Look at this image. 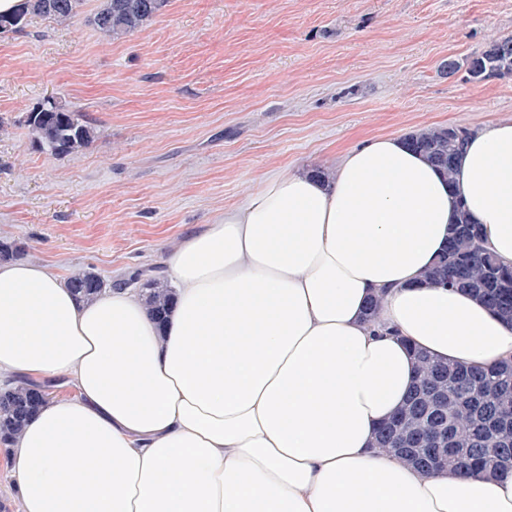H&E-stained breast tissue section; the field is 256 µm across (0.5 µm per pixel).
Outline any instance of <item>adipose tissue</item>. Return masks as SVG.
I'll return each instance as SVG.
<instances>
[{"instance_id": "1", "label": "adipose tissue", "mask_w": 512, "mask_h": 512, "mask_svg": "<svg viewBox=\"0 0 512 512\" xmlns=\"http://www.w3.org/2000/svg\"><path fill=\"white\" fill-rule=\"evenodd\" d=\"M463 211L512 268V119L471 133L452 183L400 135L326 179L263 178L169 253L162 322L132 289L86 301L45 264H0V379L75 387L11 443L18 512H512V471L375 446L414 350L512 358L511 326L423 280Z\"/></svg>"}]
</instances>
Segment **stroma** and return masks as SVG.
<instances>
[{
  "instance_id": "obj_1",
  "label": "stroma",
  "mask_w": 512,
  "mask_h": 512,
  "mask_svg": "<svg viewBox=\"0 0 512 512\" xmlns=\"http://www.w3.org/2000/svg\"><path fill=\"white\" fill-rule=\"evenodd\" d=\"M100 4L0 34V241L65 276L150 278L264 176L512 118V76L443 70L512 35V0H169L119 40ZM50 98L93 123L87 150L34 142L25 116Z\"/></svg>"
}]
</instances>
